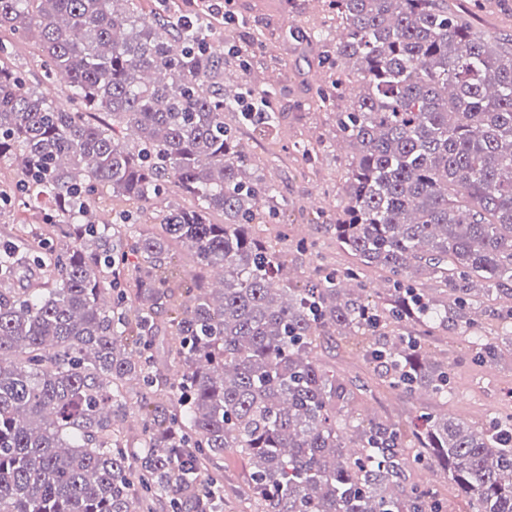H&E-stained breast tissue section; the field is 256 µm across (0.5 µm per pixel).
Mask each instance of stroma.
<instances>
[{
	"label": "stroma",
	"mask_w": 512,
	"mask_h": 512,
	"mask_svg": "<svg viewBox=\"0 0 512 512\" xmlns=\"http://www.w3.org/2000/svg\"><path fill=\"white\" fill-rule=\"evenodd\" d=\"M448 4L468 18L476 32L512 37V0H448ZM232 9L241 24L222 27L215 49L245 42L260 45L261 50L249 70H228V78L280 88L274 98L275 109L282 114L277 138L264 137L244 124L239 127L252 165L285 202L279 222L258 225L257 232L279 245L294 283L317 269L340 272L355 266L357 258L337 243L334 229L342 176L353 151L337 138L329 109L315 103L328 65L322 43L309 36L310 30L321 29L335 37L338 22L325 0H233ZM298 143L317 145L314 159L295 151ZM18 182L13 160L0 158V242L4 244L13 241L18 225L41 219L37 209L19 201ZM476 307L481 317L471 326L432 324L398 330L402 336L426 337L431 360L447 366L452 396L444 404L423 389L411 393L390 389L384 373L365 361L358 346L340 336L324 337L316 353L325 368L362 385L361 395L350 407L353 414L403 423L423 413H446L485 426L512 416V301L482 297ZM477 338L496 346V363L475 360L471 343ZM408 480L433 489L443 512H465V503L443 469L417 466Z\"/></svg>",
	"instance_id": "stroma-1"
}]
</instances>
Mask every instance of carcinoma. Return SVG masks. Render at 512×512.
<instances>
[{
    "label": "carcinoma",
    "instance_id": "obj_1",
    "mask_svg": "<svg viewBox=\"0 0 512 512\" xmlns=\"http://www.w3.org/2000/svg\"><path fill=\"white\" fill-rule=\"evenodd\" d=\"M140 2L0 0V30L33 41L43 81L68 101L31 87L0 40V156L44 201L49 236L0 246V512H224L229 450L249 462L255 512H442L407 482L421 463L442 468L470 512H512V418L347 421L360 386L316 357L332 331L465 323L479 295L512 299V38L476 33L448 0H326L346 36L314 32L330 60L318 102L350 95L334 117L354 149L336 241L389 274L380 303L360 295L354 268L292 287L255 230L281 204L237 137L244 97L269 90L224 85L207 15L188 28L165 0L149 16ZM171 185L192 205L169 206L156 233L131 221L126 210ZM101 207L119 210L125 237L96 224ZM174 243L223 270L222 287L183 300ZM31 268L37 287L15 291ZM423 274L443 288L416 287ZM163 307L176 311L173 382L153 374ZM365 353L391 388L448 399L447 369L417 338ZM130 380L147 411L140 448L121 440Z\"/></svg>",
    "mask_w": 512,
    "mask_h": 512
}]
</instances>
